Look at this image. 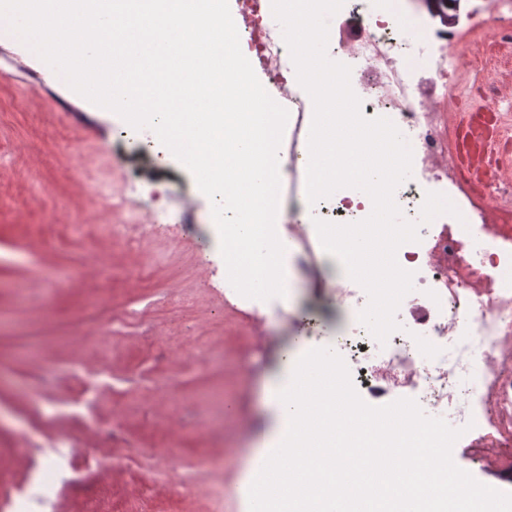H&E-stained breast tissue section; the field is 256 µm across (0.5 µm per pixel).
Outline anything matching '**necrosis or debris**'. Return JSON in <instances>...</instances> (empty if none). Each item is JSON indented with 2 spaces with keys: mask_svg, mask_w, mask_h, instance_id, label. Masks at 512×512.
<instances>
[{
  "mask_svg": "<svg viewBox=\"0 0 512 512\" xmlns=\"http://www.w3.org/2000/svg\"><path fill=\"white\" fill-rule=\"evenodd\" d=\"M343 7L368 13L372 20L369 37L354 55L355 64L383 73L382 81L362 100L363 114L391 120L412 151L433 154L448 140V118L429 113L403 80L408 58L403 43L410 37L402 25L406 0H344ZM267 11L266 0H244L241 29L251 35L250 48L270 84L287 94L288 123L294 126L310 99L297 92V77L284 65L289 50L281 26L265 23ZM484 59V47L450 45L433 49L426 63L446 93L461 96L465 90L454 79L459 64L478 72ZM443 180L462 182L454 161L432 163L405 180L394 193L404 218L419 221L426 183ZM328 207L352 223L370 215L372 202L362 191L343 188L327 202L317 203L315 212L323 214ZM486 259L504 272L498 289L490 293L476 269L449 251L447 240H437L425 257L416 243L403 244L397 261L413 272L414 289L397 312L399 331L377 346L365 365L374 380L390 388L416 389L423 412L453 427L477 422L472 410L476 397L488 415L512 427V255L494 252Z\"/></svg>",
  "mask_w": 512,
  "mask_h": 512,
  "instance_id": "4bbe7bcc",
  "label": "necrosis or debris"
}]
</instances>
